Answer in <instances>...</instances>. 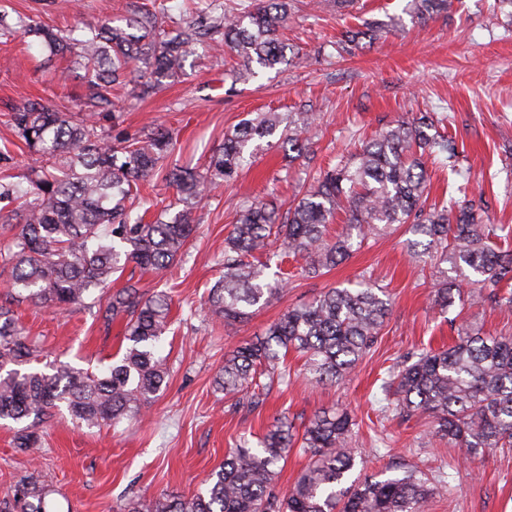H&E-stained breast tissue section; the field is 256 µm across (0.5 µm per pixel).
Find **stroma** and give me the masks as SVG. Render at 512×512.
I'll return each instance as SVG.
<instances>
[{
  "instance_id": "obj_1",
  "label": "stroma",
  "mask_w": 512,
  "mask_h": 512,
  "mask_svg": "<svg viewBox=\"0 0 512 512\" xmlns=\"http://www.w3.org/2000/svg\"><path fill=\"white\" fill-rule=\"evenodd\" d=\"M129 2L0 0V15L12 22L30 16L64 31L80 14L126 17ZM452 2L448 13L424 20L406 13L408 0H354L349 8L335 0H299L284 36L291 51L307 58L306 67L281 65L236 84L229 75L233 57L213 59L203 43L187 57L182 76L148 98L131 84L113 91L114 132L132 135L158 123L172 131L175 152L189 166L203 168L250 112L320 114L313 158L307 165L291 163L282 148L255 142L254 165L200 208L184 261L142 277L147 292L164 291L171 299V330L161 347L171 365L164 389L139 417L114 427L80 428L67 413L57 414L30 455L12 446L15 423L1 422L0 496L18 475L32 472L51 489L47 512H123L143 498H188L231 449L256 441L274 419L284 416L300 427L316 411L340 408L356 421L354 439L364 458L358 473L371 475L394 461L444 471L451 488L433 497L429 512H512V448L464 464L428 439L423 420L386 419L378 411L380 379L407 352L451 346L469 324L489 336H512L510 309L458 302L444 312L435 306L433 270L410 259L404 230L370 240L322 277L293 280L245 321L224 326L202 309L223 271L224 239L241 199L271 194L288 207L309 169L334 166L362 138L403 117L447 114L470 192L484 196L491 223L512 225V25L496 0ZM369 21L386 23L381 39L330 56L329 44L342 30ZM44 58L34 38H0V177L22 182L40 165L11 127L18 106L39 98L75 112L83 103L85 80L69 72L68 58L56 57L49 66ZM365 270L390 294L393 307L377 344L345 379L311 386L301 373L302 358L292 352L286 359L290 384L272 385L258 407H235V395L217 390L226 353L264 334L288 308L323 289L346 287ZM17 313L37 346L38 364L64 362L96 372L125 351L121 324L105 326L101 304H24ZM382 434L390 437L384 447L375 443Z\"/></svg>"
}]
</instances>
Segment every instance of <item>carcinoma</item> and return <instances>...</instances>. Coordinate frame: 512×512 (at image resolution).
Masks as SVG:
<instances>
[{
	"mask_svg": "<svg viewBox=\"0 0 512 512\" xmlns=\"http://www.w3.org/2000/svg\"><path fill=\"white\" fill-rule=\"evenodd\" d=\"M204 5L205 23L186 20L172 29L162 27L164 4L150 9L136 0L121 24L79 21L68 33L33 20L12 24L0 15L1 36L34 35L54 54L70 55L89 90L80 112L28 99L11 115L15 135L43 161L25 187L0 179V203L20 208L18 223H0V235L9 240L0 248V271L8 274L11 290L9 304L0 305V420L20 425L13 439L19 453L40 448L42 426L63 409L92 428L132 419L155 399L169 376L167 359L158 352L169 329V296L147 295L132 275L112 292V275L129 264L152 271L182 260L198 226L197 209L235 180L252 157L253 142L279 131L296 157L308 158L313 112H262L243 119L201 171L174 159L173 135L160 125L133 136H114L104 125L112 116V89L133 83L141 96L151 95L181 75L187 54L210 32L220 34L210 49L238 59L231 73L235 83L255 76V64L274 69L303 62L297 54L287 56L288 0H260L233 18L211 0ZM450 5L451 0H411L408 11L430 18ZM381 31L348 30L336 40V51L349 53L365 36L380 39ZM447 121L446 115H423L380 129L356 153L319 170L284 213L272 201L241 200L236 224L224 238V273L205 301L211 316L240 322L282 292V280L268 273L271 260H261L272 236L304 260L297 275L313 279L365 240L401 225L416 236L406 242L411 257H422L417 238L428 241L439 285L436 305L448 308L466 284L477 302L512 308V291L502 293V285L512 282V227L489 223L485 201L468 196L465 183L455 189L458 198L428 201L424 156L460 173L455 139L430 133ZM156 174L174 197L146 223L133 201L139 183ZM340 213L346 224L332 236L329 226ZM96 290L105 299L104 323L124 321L122 358L103 373L64 364L27 368L37 350L13 306L64 308ZM390 311L386 291L366 280L354 288H328L224 358L217 388L226 394L249 389V406L259 404L273 383L291 382L284 363L290 349L305 357L310 383H334L373 347ZM379 388L384 412L406 420L427 416L431 438L460 459L512 447V336L466 329L447 349L422 350L390 366ZM355 426L343 409L315 413L301 445L311 460L285 491L277 486L276 467L295 447V434L292 424L276 420L257 444L245 440L225 457L197 494L138 501L127 512H427L433 486L447 484L445 473L402 464L393 475H354L361 457L352 445ZM49 493L38 476H24L0 498V512H45Z\"/></svg>",
	"mask_w": 512,
	"mask_h": 512,
	"instance_id": "1",
	"label": "carcinoma"
}]
</instances>
